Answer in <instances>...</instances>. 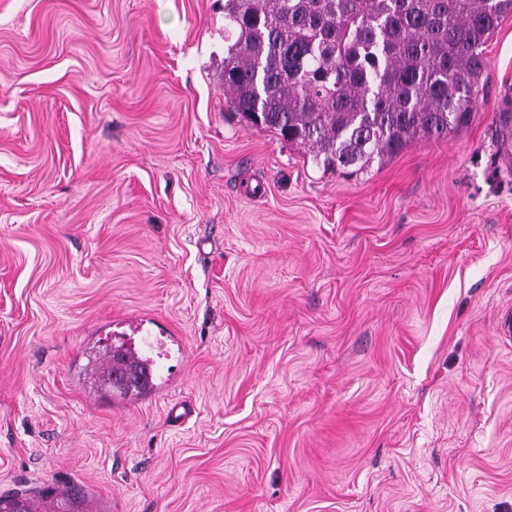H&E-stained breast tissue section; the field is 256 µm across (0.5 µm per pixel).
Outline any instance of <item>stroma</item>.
Returning <instances> with one entry per match:
<instances>
[{"label":"stroma","instance_id":"stroma-1","mask_svg":"<svg viewBox=\"0 0 512 512\" xmlns=\"http://www.w3.org/2000/svg\"><path fill=\"white\" fill-rule=\"evenodd\" d=\"M224 0H0V496L512 512V16L477 115L345 176L228 111ZM181 383L83 382L128 316ZM494 127L492 137L495 139L500 151H509L512 142V110L511 108L497 112L493 118ZM509 154V153H508Z\"/></svg>","mask_w":512,"mask_h":512}]
</instances>
